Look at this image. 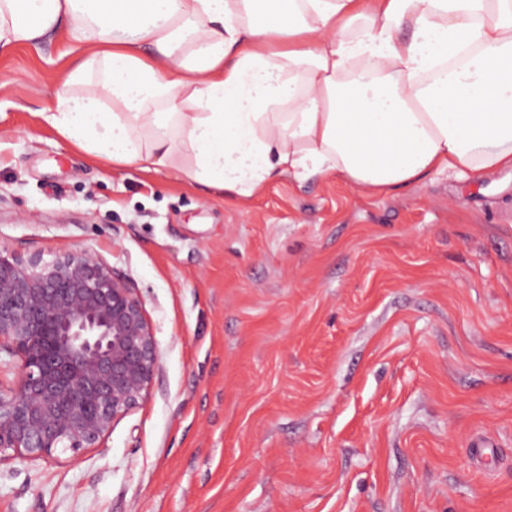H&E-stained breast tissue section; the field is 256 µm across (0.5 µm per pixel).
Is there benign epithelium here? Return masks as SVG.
Listing matches in <instances>:
<instances>
[{
  "label": "benign epithelium",
  "mask_w": 512,
  "mask_h": 512,
  "mask_svg": "<svg viewBox=\"0 0 512 512\" xmlns=\"http://www.w3.org/2000/svg\"><path fill=\"white\" fill-rule=\"evenodd\" d=\"M0 465L79 457L145 401L159 369L155 329L129 280L89 252L50 261L0 245Z\"/></svg>",
  "instance_id": "7a95c632"
}]
</instances>
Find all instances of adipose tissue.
I'll return each mask as SVG.
<instances>
[{"label": "adipose tissue", "instance_id": "obj_1", "mask_svg": "<svg viewBox=\"0 0 512 512\" xmlns=\"http://www.w3.org/2000/svg\"><path fill=\"white\" fill-rule=\"evenodd\" d=\"M62 28L41 118L94 162L243 202L512 169V0H0L2 50Z\"/></svg>", "mask_w": 512, "mask_h": 512}]
</instances>
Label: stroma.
<instances>
[{"label":"stroma","mask_w":512,"mask_h":512,"mask_svg":"<svg viewBox=\"0 0 512 512\" xmlns=\"http://www.w3.org/2000/svg\"><path fill=\"white\" fill-rule=\"evenodd\" d=\"M65 32L0 53V243L86 250L158 340L101 447L0 466V512H512V170L246 203L88 161Z\"/></svg>","instance_id":"35a3bbf8"}]
</instances>
